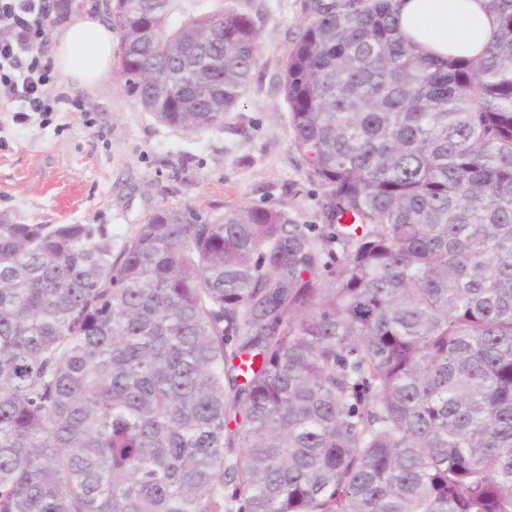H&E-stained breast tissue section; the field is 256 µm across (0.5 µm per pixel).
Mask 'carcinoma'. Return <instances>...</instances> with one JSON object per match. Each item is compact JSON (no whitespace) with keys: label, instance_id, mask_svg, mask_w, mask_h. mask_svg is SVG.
Returning <instances> with one entry per match:
<instances>
[{"label":"carcinoma","instance_id":"obj_1","mask_svg":"<svg viewBox=\"0 0 512 512\" xmlns=\"http://www.w3.org/2000/svg\"><path fill=\"white\" fill-rule=\"evenodd\" d=\"M473 57L314 2L277 82L322 188L277 210L0 224V512H512V0ZM112 0L127 93L224 127L261 28ZM341 244L336 269L324 256Z\"/></svg>","mask_w":512,"mask_h":512}]
</instances>
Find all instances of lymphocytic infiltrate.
Masks as SVG:
<instances>
[{
  "mask_svg": "<svg viewBox=\"0 0 512 512\" xmlns=\"http://www.w3.org/2000/svg\"><path fill=\"white\" fill-rule=\"evenodd\" d=\"M55 9L53 0H0V104L13 106L16 119L61 105L71 112L82 109L65 95L48 94L55 82L49 49Z\"/></svg>",
  "mask_w": 512,
  "mask_h": 512,
  "instance_id": "1",
  "label": "lymphocytic infiltrate"
}]
</instances>
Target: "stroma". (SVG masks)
Listing matches in <instances>:
<instances>
[{"label":"stroma","mask_w":512,"mask_h":512,"mask_svg":"<svg viewBox=\"0 0 512 512\" xmlns=\"http://www.w3.org/2000/svg\"><path fill=\"white\" fill-rule=\"evenodd\" d=\"M262 28L252 85L224 128L185 134L158 122L109 76L80 112L0 111V213L16 224L106 227L113 248L155 209L218 217L246 206L326 233L322 191L302 166L274 83L311 0H222Z\"/></svg>","instance_id":"35a3bbf8"}]
</instances>
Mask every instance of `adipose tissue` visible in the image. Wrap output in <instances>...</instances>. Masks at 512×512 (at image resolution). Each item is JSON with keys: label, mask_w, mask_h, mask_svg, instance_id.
<instances>
[{"label": "adipose tissue", "mask_w": 512, "mask_h": 512, "mask_svg": "<svg viewBox=\"0 0 512 512\" xmlns=\"http://www.w3.org/2000/svg\"><path fill=\"white\" fill-rule=\"evenodd\" d=\"M59 28L53 58L60 80L85 95L94 94L112 69L113 31L86 0H71ZM402 33L425 51L441 56H475L495 21L484 0H401Z\"/></svg>", "instance_id": "adipose-tissue-1"}]
</instances>
